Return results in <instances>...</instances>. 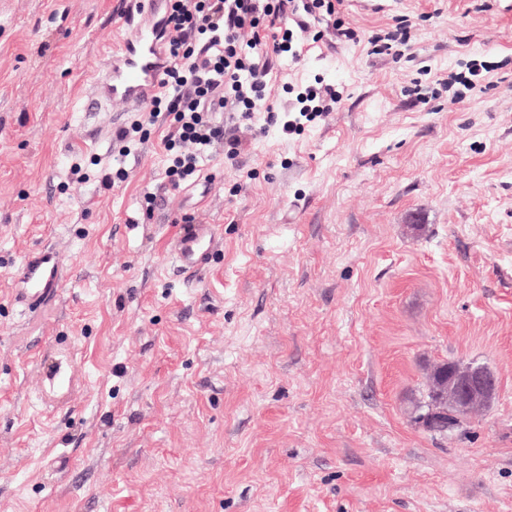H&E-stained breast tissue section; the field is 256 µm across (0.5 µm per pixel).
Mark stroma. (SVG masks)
Masks as SVG:
<instances>
[{"mask_svg":"<svg viewBox=\"0 0 512 512\" xmlns=\"http://www.w3.org/2000/svg\"><path fill=\"white\" fill-rule=\"evenodd\" d=\"M135 8L0 0V512H512V0H344L356 41L269 75L274 111L324 84L332 111L257 113L248 153L163 196L165 127L122 158L138 113L82 109ZM185 215L221 227L198 277L170 260ZM42 246L66 271L27 310ZM446 360L499 390L441 437L411 409ZM407 33L401 26H396V29L393 31H388L384 35H376L372 36L368 39V44L371 48L368 50V53L380 55V54H390L393 44L392 42H398L405 44L407 42ZM64 260L51 248H43L28 256L17 269L15 301L19 304H41L52 299L63 276Z\"/></svg>","mask_w":512,"mask_h":512,"instance_id":"obj_1","label":"stroma"}]
</instances>
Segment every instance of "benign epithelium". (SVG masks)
I'll return each instance as SVG.
<instances>
[{"label":"benign epithelium","instance_id":"obj_1","mask_svg":"<svg viewBox=\"0 0 512 512\" xmlns=\"http://www.w3.org/2000/svg\"><path fill=\"white\" fill-rule=\"evenodd\" d=\"M498 392L496 376L487 367L448 364V401L455 416H470L487 407Z\"/></svg>","mask_w":512,"mask_h":512}]
</instances>
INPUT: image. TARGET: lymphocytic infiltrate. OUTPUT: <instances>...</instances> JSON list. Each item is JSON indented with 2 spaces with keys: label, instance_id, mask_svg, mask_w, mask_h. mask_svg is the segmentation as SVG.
<instances>
[{
  "label": "lymphocytic infiltrate",
  "instance_id": "lymphocytic-infiltrate-1",
  "mask_svg": "<svg viewBox=\"0 0 512 512\" xmlns=\"http://www.w3.org/2000/svg\"><path fill=\"white\" fill-rule=\"evenodd\" d=\"M167 17V53L161 92L147 107L145 123H169L162 140L167 153V184L177 189L198 170L214 147L237 159L247 143L240 122L266 111L267 123L283 131L294 120L278 121L267 112L271 51L288 48L295 32L337 13L342 0H171ZM227 113L228 124L216 119ZM142 123V124H145ZM142 124L117 129L113 139L129 142Z\"/></svg>",
  "mask_w": 512,
  "mask_h": 512
}]
</instances>
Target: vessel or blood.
I'll return each instance as SVG.
<instances>
[{"label": "vessel or blood", "mask_w": 512, "mask_h": 512, "mask_svg": "<svg viewBox=\"0 0 512 512\" xmlns=\"http://www.w3.org/2000/svg\"><path fill=\"white\" fill-rule=\"evenodd\" d=\"M137 15L127 16L125 32L89 78L84 111L97 112L110 102H123L127 109L143 111L161 90L168 66L163 38L168 0H137ZM218 244L212 224H191L177 239L173 257L183 270L197 274L209 264ZM64 271L63 258L49 248L28 256L17 270L20 304L43 303L55 296Z\"/></svg>", "instance_id": "obj_1"}]
</instances>
